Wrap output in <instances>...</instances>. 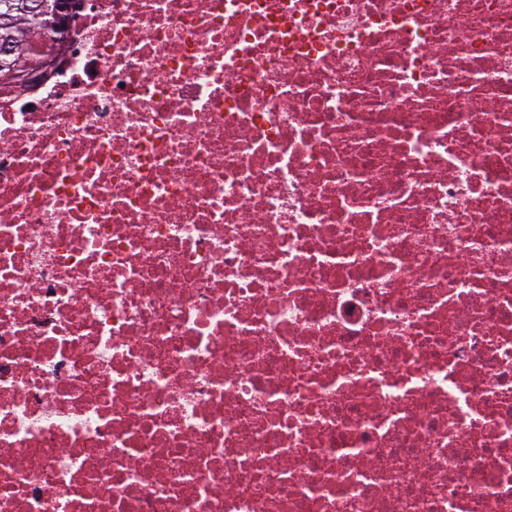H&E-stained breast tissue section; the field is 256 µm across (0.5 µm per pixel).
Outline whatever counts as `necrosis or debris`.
Masks as SVG:
<instances>
[{
    "label": "necrosis or debris",
    "mask_w": 512,
    "mask_h": 512,
    "mask_svg": "<svg viewBox=\"0 0 512 512\" xmlns=\"http://www.w3.org/2000/svg\"><path fill=\"white\" fill-rule=\"evenodd\" d=\"M0 88V512H512V0H80Z\"/></svg>",
    "instance_id": "1"
}]
</instances>
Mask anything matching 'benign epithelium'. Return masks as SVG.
Here are the masks:
<instances>
[{
  "label": "benign epithelium",
  "instance_id": "7a95c632",
  "mask_svg": "<svg viewBox=\"0 0 512 512\" xmlns=\"http://www.w3.org/2000/svg\"><path fill=\"white\" fill-rule=\"evenodd\" d=\"M73 7L74 4L71 3L67 8L58 6L51 9L46 0H23L18 7L12 0L4 3L0 20L6 25L10 24L12 13L16 9L30 16L42 18L44 22L40 27L39 39L30 46L27 56L19 58L14 50L0 52L1 85H33L47 79L58 70L61 62L70 53V45L64 33L69 27V13Z\"/></svg>",
  "mask_w": 512,
  "mask_h": 512
}]
</instances>
